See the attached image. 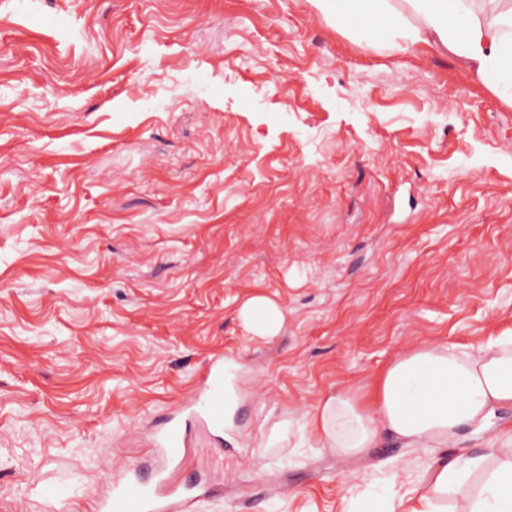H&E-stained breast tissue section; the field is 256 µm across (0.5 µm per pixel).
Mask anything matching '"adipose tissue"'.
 <instances>
[{
    "instance_id": "1",
    "label": "adipose tissue",
    "mask_w": 512,
    "mask_h": 512,
    "mask_svg": "<svg viewBox=\"0 0 512 512\" xmlns=\"http://www.w3.org/2000/svg\"><path fill=\"white\" fill-rule=\"evenodd\" d=\"M325 18L349 26L356 40L398 50L445 48L503 102L512 105V0H309ZM259 336L277 335L281 307L264 296L240 309ZM512 404V334L475 348L417 344L383 370L369 403L357 391L320 398L307 425L321 448L357 457L394 436L408 448L444 449L463 431L485 425ZM373 512H512V427L500 429L490 451L433 459L425 479L408 495L379 499Z\"/></svg>"
}]
</instances>
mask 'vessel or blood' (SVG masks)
<instances>
[{
	"mask_svg": "<svg viewBox=\"0 0 512 512\" xmlns=\"http://www.w3.org/2000/svg\"><path fill=\"white\" fill-rule=\"evenodd\" d=\"M175 420L151 434L148 472L131 476L128 467L114 469L96 492L95 512H189L193 498L172 499L166 472L185 454L196 435L224 440V355L212 354L190 390L170 408Z\"/></svg>",
	"mask_w": 512,
	"mask_h": 512,
	"instance_id": "obj_1",
	"label": "vessel or blood"
}]
</instances>
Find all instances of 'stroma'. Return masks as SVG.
<instances>
[{
  "label": "stroma",
  "instance_id": "obj_1",
  "mask_svg": "<svg viewBox=\"0 0 512 512\" xmlns=\"http://www.w3.org/2000/svg\"><path fill=\"white\" fill-rule=\"evenodd\" d=\"M508 330L512 106L458 59L308 0H0V512H95L217 351L240 435L190 449L192 512H360L432 451L338 458L302 414ZM240 316L258 336H275L284 321L281 307L264 296L248 298L240 308Z\"/></svg>",
  "mask_w": 512,
  "mask_h": 512
}]
</instances>
